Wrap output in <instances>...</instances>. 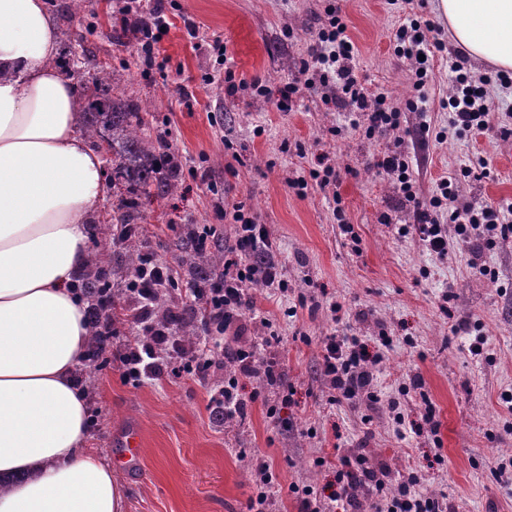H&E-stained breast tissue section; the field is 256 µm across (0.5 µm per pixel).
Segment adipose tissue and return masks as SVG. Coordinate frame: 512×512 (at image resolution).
<instances>
[{"label": "adipose tissue", "mask_w": 512, "mask_h": 512, "mask_svg": "<svg viewBox=\"0 0 512 512\" xmlns=\"http://www.w3.org/2000/svg\"><path fill=\"white\" fill-rule=\"evenodd\" d=\"M436 10L458 49L512 70V0ZM58 54L45 0H0V512H124L74 380L90 338L74 285L107 169Z\"/></svg>", "instance_id": "obj_1"}]
</instances>
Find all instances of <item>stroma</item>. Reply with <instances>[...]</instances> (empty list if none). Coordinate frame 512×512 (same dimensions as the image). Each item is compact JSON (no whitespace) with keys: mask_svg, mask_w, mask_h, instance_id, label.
Here are the masks:
<instances>
[{"mask_svg":"<svg viewBox=\"0 0 512 512\" xmlns=\"http://www.w3.org/2000/svg\"><path fill=\"white\" fill-rule=\"evenodd\" d=\"M56 21H69L88 55L66 60V76L79 82L94 68L110 70L118 88L151 107V133L164 134L180 152L185 170L177 192L147 208L142 250L160 262L174 261L188 232L224 221V199L243 203L269 225L287 292L268 288L257 295L260 322L255 343L279 336L282 372L294 388L288 407H278L277 389L261 376L240 378L243 395L258 394L245 420L221 421L207 404L219 382L190 376L146 381L135 387L116 369L89 372L90 448L112 465L125 493V512H247L256 493L252 464L267 461L275 475L267 512H299L290 484L328 495L331 466H318L332 448H363L388 464L391 473L414 471L423 494L441 498L450 512H512V237L471 252L466 244L440 256L414 236H400L398 223L412 213L392 181L369 168L392 137L367 138L349 125L350 115L330 110L321 89L303 90L292 107L280 91L307 57L319 28L324 0H164L173 25L152 60L132 53L119 9L122 0H84L72 15V0H46ZM347 34L356 47L358 77L372 91L397 103L412 98L408 66L395 53L394 28L404 21L403 4L390 0H345ZM193 21L226 43L237 80L227 94L208 83L219 70L213 51L188 36ZM466 68L488 74L490 128L481 136L452 125L442 108L454 78L435 60L423 113L404 111V147L421 199L435 195L441 178H455L464 202L475 207L512 202V155L502 129H512V92L501 89L497 69L466 59ZM262 80L266 95L251 82ZM432 135L415 136L420 120ZM325 153L340 173L332 189L299 197L288 181ZM486 159L490 173L472 169ZM342 205L360 244L343 234L333 213ZM391 214L393 223L381 221ZM112 239V198L104 196L93 222L88 253L107 251L113 268L124 265V249ZM342 305L352 333L379 352L374 389L377 402L331 403L322 375V341L335 324L330 302ZM479 323L475 336L453 333L458 321ZM480 355L468 350L472 338ZM420 375L424 391H404L408 376ZM277 406L268 416L269 406ZM433 408L437 431L397 436L394 412L420 420ZM141 437L137 460L122 455L131 428Z\"/></svg>","mask_w":512,"mask_h":512,"instance_id":"obj_1","label":"stroma"}]
</instances>
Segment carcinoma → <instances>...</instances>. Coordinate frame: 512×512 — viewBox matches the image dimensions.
<instances>
[{
	"label": "carcinoma",
	"instance_id": "cac0c4a2",
	"mask_svg": "<svg viewBox=\"0 0 512 512\" xmlns=\"http://www.w3.org/2000/svg\"><path fill=\"white\" fill-rule=\"evenodd\" d=\"M110 72L101 69L85 84L87 105L81 107L82 130L91 139H100L112 148V170L124 179L137 201L118 197L112 206V223L140 224L146 216L142 204H152L173 192L181 181L175 150L160 137L152 136L143 128L141 112L149 105L122 90L108 94ZM112 244H124L128 249L124 278L135 277L142 262L134 239L112 238ZM177 262L188 267L197 281L218 266L216 259L206 252L189 246L177 257ZM90 288H112L110 271L105 268L103 254L89 257V266L83 274Z\"/></svg>",
	"mask_w": 512,
	"mask_h": 512
}]
</instances>
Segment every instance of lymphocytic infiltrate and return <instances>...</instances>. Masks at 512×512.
Listing matches in <instances>:
<instances>
[{
  "mask_svg": "<svg viewBox=\"0 0 512 512\" xmlns=\"http://www.w3.org/2000/svg\"><path fill=\"white\" fill-rule=\"evenodd\" d=\"M124 20L130 21V40L137 53H149L152 42L160 41L168 21L164 5L144 13H136L123 5ZM437 24L432 21L408 19L396 29L395 50L410 66L414 89H422L431 77L429 57L443 50L436 39ZM353 44L347 34L342 0H327L317 37L306 60L301 61L292 81L280 91L282 98L292 99L302 90L322 87L324 104H342L351 112L352 128L364 131L368 137H384L398 131L401 109L382 92L371 93L355 74L351 65ZM454 72L453 86L445 101L453 114V122L462 129L480 135L489 128L490 108L487 104L488 77L463 73L456 60H449ZM374 168L389 176L398 192L411 203L412 218L403 233L411 234L430 252L448 253V233L456 231L467 244L490 242L492 233L501 237L512 235V204L487 205L475 208L463 202L452 179L442 180L440 193L429 201H421L411 179V161L400 145H393L373 162ZM447 222H440V215ZM234 236L224 246V268L208 277L205 287L192 289L198 305L201 325L209 344L200 346L187 342L177 332L181 309H174L171 320H161L154 312L160 289L176 281L178 271L173 263L146 258L128 289L130 300L117 306L111 295L101 296L98 303L88 304L85 316L89 326L96 328L101 347L112 344L116 322L129 325L132 333L115 359L125 382L140 386L143 379L158 380L180 364L183 372L198 379L223 374L233 367L232 377L225 379L219 397L209 400L212 415L220 420L245 418L251 399L238 392L239 377L264 373L275 380L279 366L277 356L259 357L254 344L248 343L250 324L257 319V304L252 293L254 285L268 288L285 287L283 268L277 259L276 244L268 225L258 223L242 204L232 206ZM232 333L234 345L224 342L225 333ZM379 354L370 352L348 334L338 329L323 343L322 366L328 385L337 399L366 398L377 401L373 389V368ZM336 488L332 500L341 501L344 512H443L439 500L417 492L420 479L415 472L405 473L396 487H389L384 463L370 459L354 450L338 452Z\"/></svg>",
  "mask_w": 512,
  "mask_h": 512,
  "instance_id": "obj_1",
  "label": "lymphocytic infiltrate"
}]
</instances>
